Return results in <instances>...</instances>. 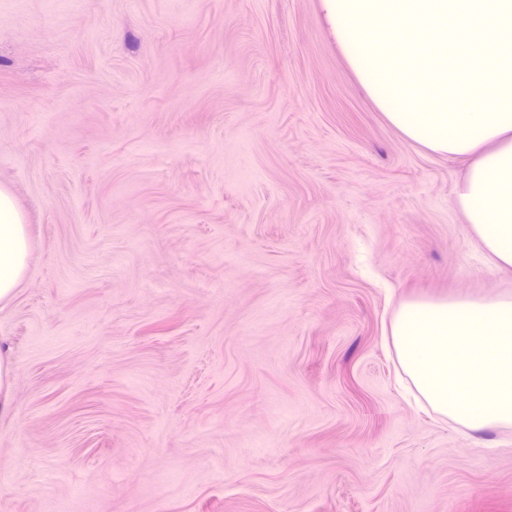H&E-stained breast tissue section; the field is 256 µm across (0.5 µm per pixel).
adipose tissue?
Listing matches in <instances>:
<instances>
[{
  "label": "adipose tissue",
  "instance_id": "adipose-tissue-1",
  "mask_svg": "<svg viewBox=\"0 0 512 512\" xmlns=\"http://www.w3.org/2000/svg\"><path fill=\"white\" fill-rule=\"evenodd\" d=\"M330 32L389 125L469 159L456 202L476 248L512 268V0H321ZM32 228L0 184V308L22 283Z\"/></svg>",
  "mask_w": 512,
  "mask_h": 512
}]
</instances>
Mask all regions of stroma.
I'll return each instance as SVG.
<instances>
[{
  "label": "stroma",
  "instance_id": "35a3bbf8",
  "mask_svg": "<svg viewBox=\"0 0 512 512\" xmlns=\"http://www.w3.org/2000/svg\"><path fill=\"white\" fill-rule=\"evenodd\" d=\"M466 160L384 119L320 0H0V512H512V427L404 393L415 298L512 292ZM31 225L12 190L0 184V310L13 301L25 277ZM15 370L8 347L0 344V418L13 411Z\"/></svg>",
  "mask_w": 512,
  "mask_h": 512
}]
</instances>
